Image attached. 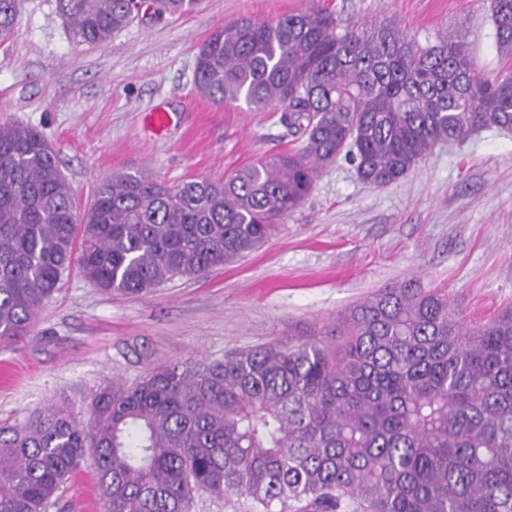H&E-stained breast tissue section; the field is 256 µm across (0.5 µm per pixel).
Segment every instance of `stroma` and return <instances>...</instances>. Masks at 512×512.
I'll use <instances>...</instances> for the list:
<instances>
[{
  "label": "stroma",
  "instance_id": "obj_1",
  "mask_svg": "<svg viewBox=\"0 0 512 512\" xmlns=\"http://www.w3.org/2000/svg\"><path fill=\"white\" fill-rule=\"evenodd\" d=\"M489 0H204L190 13L133 23L103 45L75 42L55 0H21L0 44V122L40 130L80 206L118 171L174 185L228 178L294 150L272 112L220 108L194 88L198 46L242 17L273 20L320 8L341 24L395 22L419 45L453 31L483 77L500 56ZM169 112L164 132L150 112ZM417 280L447 289L464 315L512 308V133L486 129L437 145L399 181L359 179L346 156L322 167L304 203L245 258L139 296L92 288L70 269L23 343L0 342V423L131 384L160 362L215 361L238 349L298 340L335 325L378 290ZM49 512H101L82 467Z\"/></svg>",
  "mask_w": 512,
  "mask_h": 512
}]
</instances>
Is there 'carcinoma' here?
Listing matches in <instances>:
<instances>
[{
    "instance_id": "1",
    "label": "carcinoma",
    "mask_w": 512,
    "mask_h": 512,
    "mask_svg": "<svg viewBox=\"0 0 512 512\" xmlns=\"http://www.w3.org/2000/svg\"><path fill=\"white\" fill-rule=\"evenodd\" d=\"M199 3L152 0V16ZM135 8L56 0L89 45ZM490 17L511 57L512 0H490ZM17 19L18 0H0L1 43ZM194 85L218 106L279 113L300 147L224 180L116 172L81 209L44 134L0 123V340L30 335L74 264L92 287L136 296L243 258L343 152L386 186L439 143L512 130V72L481 77L453 33L422 47L324 10L217 28ZM86 462L102 512H192L203 494L244 512H512V310L467 323L448 293L403 282L326 337L163 362L78 410L1 424L0 512H47Z\"/></svg>"
}]
</instances>
